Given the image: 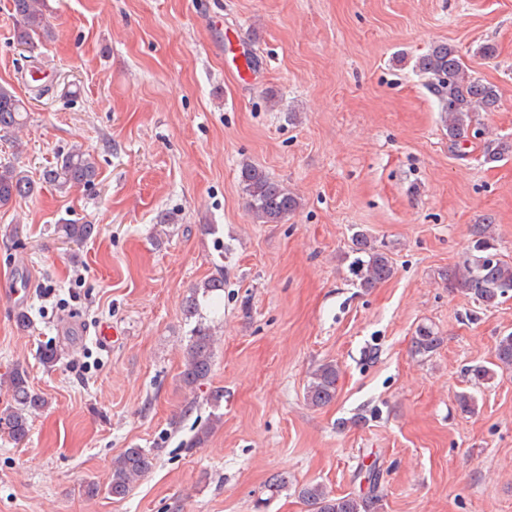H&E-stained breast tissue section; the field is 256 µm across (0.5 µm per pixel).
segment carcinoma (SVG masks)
<instances>
[{
    "label": "carcinoma",
    "mask_w": 512,
    "mask_h": 512,
    "mask_svg": "<svg viewBox=\"0 0 512 512\" xmlns=\"http://www.w3.org/2000/svg\"><path fill=\"white\" fill-rule=\"evenodd\" d=\"M16 19V37L22 45L33 46V38L49 37L46 21L47 0H12ZM416 69L430 79V87L442 103L441 119L453 144L473 136L483 139L482 153L487 162L500 161L509 151V144L497 138H485L486 132L472 129L477 112L492 111L499 98L495 85L485 83L470 74L456 47L439 43L416 61ZM28 110L23 99L0 85V130L20 129L25 126ZM241 180L250 202L249 207L257 222L279 224L299 206L298 199L288 189L273 181L266 172L251 162L241 164ZM97 176L95 158L88 151L73 148L54 166L43 173V179L64 192L72 187H89ZM33 182L9 164L0 163V207L16 197L33 192ZM59 231L70 242L79 243L94 231L91 224H63ZM475 254L465 259L449 275V283L482 305L494 306L512 290V262L502 260L494 253L493 222L476 224L473 228ZM351 280L360 288L370 289L390 279L394 268L388 254L359 233L355 237L352 259L348 265ZM224 290V273L216 275L197 288L202 296H218ZM441 338L429 327L418 329L414 351L425 356L437 349ZM214 327L198 323L180 373L185 389L194 392L208 383L214 361ZM512 369V333L500 337L496 344L494 368L479 366L471 369L474 383L485 384L494 377L495 369ZM340 370L334 362L320 364L310 376L304 399L312 407H321L336 398ZM11 392L14 405L0 412V427L16 441L29 434V417L47 404L46 399L31 389L25 371L16 368L3 380ZM154 457L145 448L132 446L112 460L109 493L116 499L125 497L134 484L153 467ZM298 497L309 512H373L378 495H346L337 497L325 486L304 484Z\"/></svg>",
    "instance_id": "cac0c4a2"
}]
</instances>
